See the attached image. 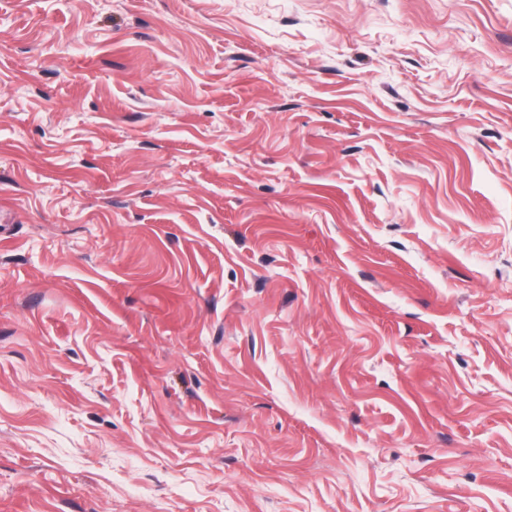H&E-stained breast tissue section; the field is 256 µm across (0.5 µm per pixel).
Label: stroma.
I'll return each instance as SVG.
<instances>
[{
    "instance_id": "35a3bbf8",
    "label": "stroma",
    "mask_w": 512,
    "mask_h": 512,
    "mask_svg": "<svg viewBox=\"0 0 512 512\" xmlns=\"http://www.w3.org/2000/svg\"><path fill=\"white\" fill-rule=\"evenodd\" d=\"M0 512H512V0H0Z\"/></svg>"
}]
</instances>
